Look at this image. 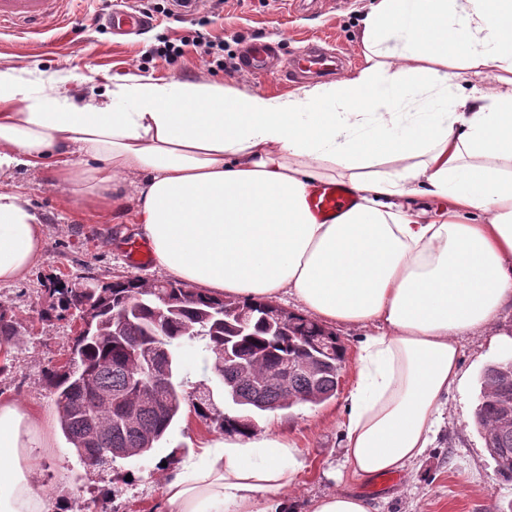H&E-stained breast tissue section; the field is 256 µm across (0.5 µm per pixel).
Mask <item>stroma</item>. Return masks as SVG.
Instances as JSON below:
<instances>
[{
  "instance_id": "stroma-1",
  "label": "stroma",
  "mask_w": 512,
  "mask_h": 512,
  "mask_svg": "<svg viewBox=\"0 0 512 512\" xmlns=\"http://www.w3.org/2000/svg\"><path fill=\"white\" fill-rule=\"evenodd\" d=\"M369 0H302L300 6L281 0H225L203 7L188 22L155 13L146 31L121 38L98 21L100 14L122 7V0H70L65 16L29 34L0 31V70L16 68L24 80L52 79L54 91L80 87L103 92L132 75L195 80L201 77L232 82L252 91L288 95L316 86L311 77L284 82L279 73L254 76L236 67L244 42L277 43L283 61L301 56L312 43L362 62L361 20ZM223 42L225 69L209 67L202 49L192 45L195 31ZM184 39L177 62L156 54L163 38ZM14 183L42 211L46 248L39 265L22 281L0 285V304L15 315L22 333L8 356L0 358V399L25 402L46 428L52 445L31 448L38 464L37 482L51 501L81 497L93 512H157L162 473L158 462L176 466L196 454L202 440L217 437L190 409H183L165 439L146 459L121 460L111 470L86 472L63 435L55 405L44 383L48 369L67 357L76 334L70 318H42L49 303V281L90 276L108 282L135 277L151 283L166 279L165 271L149 264L134 267L124 244L138 237L131 216L102 218L96 206H66L50 190L41 173L17 172ZM481 339L464 341L461 367L468 376L464 391L451 392L448 408L431 448L387 483L382 477H354L342 467V433L337 425L344 389L353 376L345 359L342 393L329 402L299 405L258 416L259 430H286L306 462L290 493V512H309L312 499L343 490L370 499L373 512H512V481L496 476L483 439L472 424L480 392V374L490 364Z\"/></svg>"
}]
</instances>
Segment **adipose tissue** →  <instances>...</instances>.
Listing matches in <instances>:
<instances>
[{"label": "adipose tissue", "instance_id": "adipose-tissue-1", "mask_svg": "<svg viewBox=\"0 0 512 512\" xmlns=\"http://www.w3.org/2000/svg\"><path fill=\"white\" fill-rule=\"evenodd\" d=\"M361 44L358 69L287 96L151 76L49 94L0 71V283L46 248L17 169L106 215L134 177L138 231L173 278L360 329L340 425L365 477L429 448L464 339L512 352L492 328L512 315V0H371ZM456 68L470 91H451ZM328 181L355 201L321 221L307 199ZM46 440L0 400V512H50L28 453ZM302 467L282 433L206 440L164 472L159 512H288Z\"/></svg>", "mask_w": 512, "mask_h": 512}]
</instances>
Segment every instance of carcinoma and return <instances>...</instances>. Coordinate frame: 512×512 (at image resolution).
Listing matches in <instances>:
<instances>
[{
  "instance_id": "carcinoma-1",
  "label": "carcinoma",
  "mask_w": 512,
  "mask_h": 512,
  "mask_svg": "<svg viewBox=\"0 0 512 512\" xmlns=\"http://www.w3.org/2000/svg\"><path fill=\"white\" fill-rule=\"evenodd\" d=\"M45 292L46 319L95 311L91 326L74 337L65 365L44 374L60 428L92 471L148 455L186 405L219 431L243 435L255 431L258 414L317 406L340 387L344 348L336 333L278 305L135 277L100 282L77 276ZM19 333L16 318L0 306V339ZM196 339L212 359L226 412L217 411L211 388L189 391L180 375L179 349ZM480 383L473 424L497 475L512 480V360L487 365Z\"/></svg>"
}]
</instances>
